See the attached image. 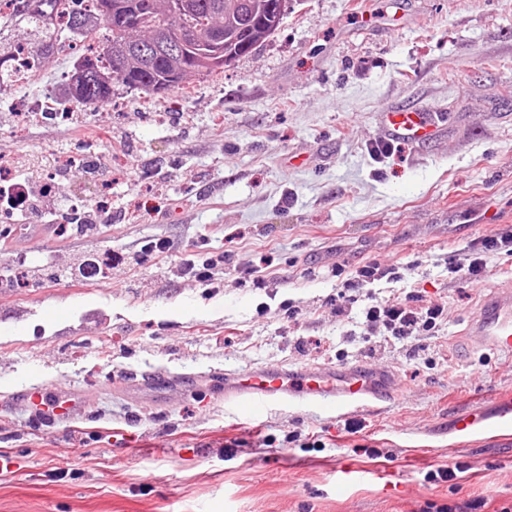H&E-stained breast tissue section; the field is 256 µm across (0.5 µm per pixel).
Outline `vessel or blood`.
Masks as SVG:
<instances>
[{
    "instance_id": "1",
    "label": "vessel or blood",
    "mask_w": 512,
    "mask_h": 512,
    "mask_svg": "<svg viewBox=\"0 0 512 512\" xmlns=\"http://www.w3.org/2000/svg\"><path fill=\"white\" fill-rule=\"evenodd\" d=\"M382 120L391 138L422 141L431 134L423 113L412 110L387 112ZM470 334L477 349L512 357V290H491L470 320ZM395 395L392 372L365 366L326 367L317 372L280 365L236 368L224 373V404L246 418H254L268 406L308 407L322 412L347 414L375 411ZM28 398L38 419L52 421L72 418L80 404L71 398L46 403L42 392ZM458 433L480 437L496 433L512 436V394L502 402L501 411L488 416L474 408L457 420Z\"/></svg>"
}]
</instances>
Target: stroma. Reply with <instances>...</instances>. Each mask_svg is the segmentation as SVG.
Here are the masks:
<instances>
[{
  "instance_id": "obj_1",
  "label": "stroma",
  "mask_w": 512,
  "mask_h": 512,
  "mask_svg": "<svg viewBox=\"0 0 512 512\" xmlns=\"http://www.w3.org/2000/svg\"><path fill=\"white\" fill-rule=\"evenodd\" d=\"M64 48L35 81L0 92V172L33 184L50 224L0 237V512H426L512 502V441L469 444L459 414L512 392V358L468 350L481 293L452 279L472 243L512 232V0H295L276 33L224 72L151 98L29 103L70 70ZM432 115V136L383 162L379 116ZM111 222L68 229L73 207ZM171 249L147 262V240ZM131 257L109 277L60 272ZM223 257L206 284L182 258ZM403 264L378 300L418 289L438 331L367 342L339 298L365 261ZM258 270L259 282L241 273ZM71 313L44 324L40 307ZM372 366L398 396L336 416L224 407V370ZM25 387L75 393V420L37 421ZM455 462L458 492L427 475ZM354 470L337 490L339 468Z\"/></svg>"
}]
</instances>
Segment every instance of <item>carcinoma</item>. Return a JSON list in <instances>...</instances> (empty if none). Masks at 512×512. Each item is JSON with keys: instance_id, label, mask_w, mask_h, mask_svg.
<instances>
[{"instance_id": "1", "label": "carcinoma", "mask_w": 512, "mask_h": 512, "mask_svg": "<svg viewBox=\"0 0 512 512\" xmlns=\"http://www.w3.org/2000/svg\"><path fill=\"white\" fill-rule=\"evenodd\" d=\"M74 2L0 0V11L9 10L0 15V91L15 54L35 58L40 71L59 46L91 36L66 75L68 98L95 107L117 86L160 95L249 55L288 10V0H92L91 18Z\"/></svg>"}]
</instances>
